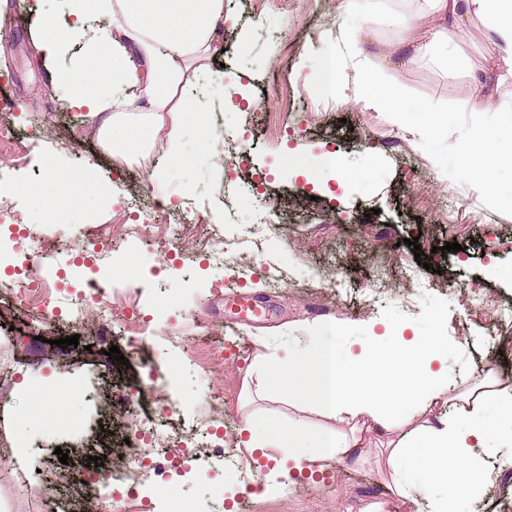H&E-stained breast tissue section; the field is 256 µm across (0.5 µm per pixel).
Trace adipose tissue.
Listing matches in <instances>:
<instances>
[{"label":"adipose tissue","instance_id":"ef3b65f1","mask_svg":"<svg viewBox=\"0 0 512 512\" xmlns=\"http://www.w3.org/2000/svg\"><path fill=\"white\" fill-rule=\"evenodd\" d=\"M419 12L399 15L391 32L395 44H411L417 56L449 68L462 65L458 45L470 35L473 20H481L493 36L495 53L489 71L512 69V0H424ZM72 16L78 28L97 27L98 40L112 55V82L91 85L83 72L61 76L71 86L76 107L106 114L104 141L109 152L138 157L146 148L124 134L130 112L140 109L148 125L171 153H179L187 112L198 73L220 56L222 32L231 22L224 0H188L177 12L174 0H74ZM317 53L333 66L353 67L355 86L331 81L332 97L350 100L365 110L388 113L392 122L432 130L443 121L440 108L405 105V94L391 81L387 68L366 56L356 31L342 33L336 44L321 45ZM512 169V121L476 131L471 148L460 155V175L482 189L495 187L499 172ZM451 341L445 333L397 336L402 350L399 368L410 379L398 384L385 354H359L337 366L335 355L317 356L310 385L297 393L301 403L314 404L334 426L323 436L317 453H310L301 430H273L260 439L251 424L241 433L253 454H271L270 476L311 470L318 463L359 453L360 432H397L388 461L390 494L427 512H460L464 500L482 496L492 476L490 463L512 464V388L498 386L493 375L462 393L453 392L448 376L438 368ZM296 355H271L266 371H251L243 379V397L270 396L276 370L293 369ZM441 484V497L426 499L428 485Z\"/></svg>","mask_w":512,"mask_h":512}]
</instances>
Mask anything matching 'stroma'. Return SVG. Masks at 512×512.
<instances>
[{
	"mask_svg": "<svg viewBox=\"0 0 512 512\" xmlns=\"http://www.w3.org/2000/svg\"><path fill=\"white\" fill-rule=\"evenodd\" d=\"M224 6L238 20L224 32L225 91L207 85L195 100L202 110L217 113L222 135L248 163L217 160L188 127L182 166L162 168L165 182L155 186L148 174L165 153L162 143L154 142L148 157L138 160L109 154L99 139L104 115L74 108L70 87L57 81L82 58L91 37L72 30L69 0H0V32L8 31L16 49L11 64L0 65V85L9 87L16 108L0 112V122L37 132L23 158L0 152V172L19 183L40 182L49 157L64 170L90 164L97 173L75 205L60 209L58 226L42 223L38 194L13 196L15 222L0 227V240L13 244L23 232L81 241L110 225L115 255L132 249L143 255L154 245L140 230L132 200L167 198L174 211L189 201L199 217L195 224L173 225L178 252L133 284L134 305L114 307L112 327L102 331L89 322L74 329L37 320L33 328L40 343L0 338V372L11 382L0 393V436L12 444L0 453V512H39L51 493L65 512H91L92 494L73 483V476L86 472L89 457L107 456L135 431L131 416L112 413L111 391L139 381L142 360L166 371L184 345L177 336H154L130 365L109 358V347L126 345L124 326L133 315L159 325L194 313L213 328L208 348L165 391L171 413L154 416L165 441L197 423L212 425V444L198 455L203 469L175 464L167 487L152 473L133 472L132 482L118 490L146 512H174L182 502L192 503L195 512H227L230 503L234 512H253L256 501L264 512H373L391 504L386 455L377 441L366 444L362 456L325 462V469L344 470L342 481L304 485L292 477L270 491L264 488L266 468L240 444L247 419L261 434L268 418L299 421L312 440L329 428L320 412L294 401L307 386L303 376L282 378L268 400L246 404L240 396L241 381L260 366L263 350L309 348L310 325L345 321L344 336L327 333L321 339L341 355L360 351L373 321L429 335L439 330L437 317L444 313L448 333L456 338L443 356L449 384L468 389L490 369L498 384L512 386V209L500 202L512 194V171L501 172L490 194L462 177H440L435 166L439 160L454 166L453 155L470 146L475 124L502 119L495 111L458 109L474 93L473 77L494 50L483 24L473 21L460 46L465 68L453 72L425 58L393 69L394 83L407 91L408 101L444 111L440 130L426 138L392 123L386 113L364 111L320 90L312 47L359 26L365 54L381 56L389 21H363L346 12L341 0H224ZM49 13L66 41L46 59L35 48L36 24ZM245 99L262 103V112L240 111ZM331 149L350 177L329 193L296 175L295 165L315 168ZM413 237L421 244L416 254L407 244ZM449 242L460 244V251H445ZM219 244L220 265L207 251ZM419 254L427 256V265L417 264ZM73 260L82 276H73L66 265L54 274L65 296L107 274L102 255L92 248L74 252ZM380 266L389 277L385 294L373 303L364 280ZM237 267L242 276L234 275ZM471 289L484 294L481 307L467 305L463 293ZM243 296L260 315L240 323ZM74 334L78 346H56V339ZM94 375L102 379L97 391L72 398V388ZM111 427L118 435L108 446L102 431ZM61 449L69 453L67 462L58 460ZM463 509L512 512V472L495 469L489 493L465 501Z\"/></svg>",
	"mask_w": 512,
	"mask_h": 512,
	"instance_id": "35a3bbf8",
	"label": "stroma"
}]
</instances>
